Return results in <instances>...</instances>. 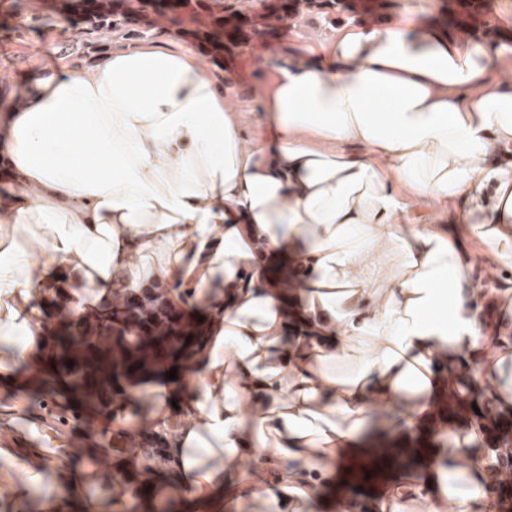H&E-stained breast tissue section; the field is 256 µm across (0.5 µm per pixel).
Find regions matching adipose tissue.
<instances>
[{"label": "adipose tissue", "instance_id": "1", "mask_svg": "<svg viewBox=\"0 0 512 512\" xmlns=\"http://www.w3.org/2000/svg\"><path fill=\"white\" fill-rule=\"evenodd\" d=\"M508 50L463 43L433 20L342 25L267 76L272 135L247 144L227 83L193 53L145 44L76 75L32 74L0 107V377L44 341L37 297L64 263L81 291L143 279L170 296L232 300L185 362L193 390L153 428L176 448L179 497L208 499L235 476L255 485L239 512H302L353 451L359 426L401 407L405 429L435 414L450 383L435 365L479 352L476 382L512 404L506 354L489 349L472 268L432 221L400 225V187L472 224L512 257V85ZM284 249L312 276L284 334L281 291L258 256ZM473 431L427 482L403 478L380 512H492ZM464 488L452 489L453 477Z\"/></svg>", "mask_w": 512, "mask_h": 512}]
</instances>
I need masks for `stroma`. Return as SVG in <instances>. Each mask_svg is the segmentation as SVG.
I'll list each match as a JSON object with an SVG mask.
<instances>
[{"label":"stroma","instance_id":"stroma-1","mask_svg":"<svg viewBox=\"0 0 512 512\" xmlns=\"http://www.w3.org/2000/svg\"><path fill=\"white\" fill-rule=\"evenodd\" d=\"M10 13L12 25L0 27V97H18L24 92V78L32 70L66 67L77 72L83 65L116 46L153 44L160 49H185L206 59L215 77H230L235 96L246 111L245 132L258 141L268 136L270 126L261 122L266 82L257 73L258 65L273 69L284 49L292 44L324 43L334 29L325 21L313 19L301 27H282L265 48L225 47L223 57H215L207 43L196 40L181 27L163 24L150 27L131 23L120 31L97 27L79 16L63 19L51 0H0V13ZM448 235L458 237L462 253L473 268V285L482 296L478 313L487 324L507 323L512 328V311L491 312L492 293L512 289V259L495 260L486 245L463 222L446 225ZM35 363L20 362L11 381L0 385V481L24 483L26 468L43 474L40 487L31 489L33 500L58 493V475L68 471L81 483L78 498L67 501L66 512H83V503L110 491L112 477L129 478L123 495L122 512H199L188 499L175 496L170 484L176 476L172 464L162 466L153 493L141 491L133 481L144 465L156 461L151 449L130 455L123 449L110 424L120 421L129 427L148 431V423L159 401L157 392L164 374L147 377L145 367L136 372L121 369L112 386L121 396L117 409L88 407L78 393L85 373L82 363L55 370V382L35 377ZM52 430L62 446L50 447L43 430Z\"/></svg>","mask_w":512,"mask_h":512}]
</instances>
